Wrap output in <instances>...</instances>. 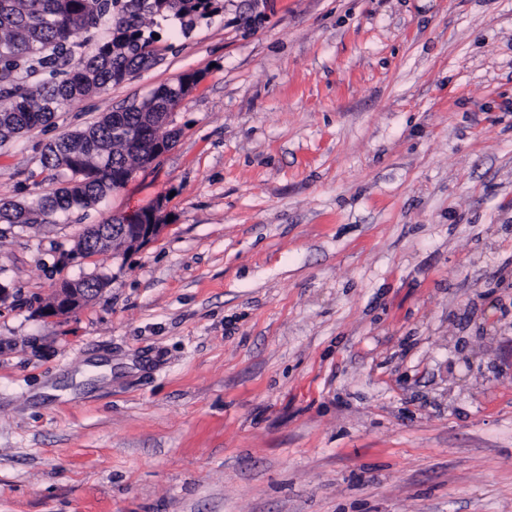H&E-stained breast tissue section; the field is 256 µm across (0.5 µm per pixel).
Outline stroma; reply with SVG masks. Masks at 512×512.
Instances as JSON below:
<instances>
[{
  "label": "stroma",
  "instance_id": "35a3bbf8",
  "mask_svg": "<svg viewBox=\"0 0 512 512\" xmlns=\"http://www.w3.org/2000/svg\"><path fill=\"white\" fill-rule=\"evenodd\" d=\"M0 147L204 79L87 221L0 223V512H512V0H224ZM164 202L126 261L61 258ZM109 284L34 315L57 287ZM75 283L82 288H60L54 301L47 307L36 309L35 316L46 321L67 316L84 304L83 291L86 288L103 289L107 285L106 279L100 275L89 276Z\"/></svg>",
  "mask_w": 512,
  "mask_h": 512
}]
</instances>
